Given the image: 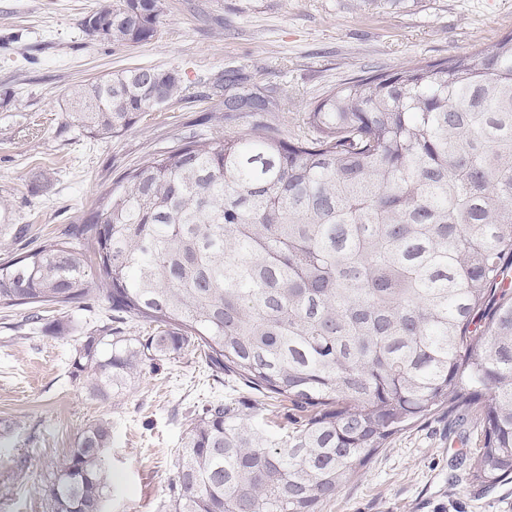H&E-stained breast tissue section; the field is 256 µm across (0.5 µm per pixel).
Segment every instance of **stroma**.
Listing matches in <instances>:
<instances>
[{
	"instance_id": "1",
	"label": "stroma",
	"mask_w": 512,
	"mask_h": 512,
	"mask_svg": "<svg viewBox=\"0 0 512 512\" xmlns=\"http://www.w3.org/2000/svg\"><path fill=\"white\" fill-rule=\"evenodd\" d=\"M100 0H0V225L26 224L24 241L0 238V255L35 248L91 215L103 191L175 137L207 132L224 111L223 74L245 92H288L280 126L296 133L323 94L363 72L438 60L512 34V0H162L148 43L117 47L89 35L83 17ZM140 66L179 67L188 86L163 111L119 137L72 125L65 100L99 77ZM104 301L46 321L62 336L22 326L0 310V512H50L44 494L81 429L109 422L113 479L104 512H159L193 407L210 398L267 404L263 394L211 376L199 352L143 370L123 393L91 398L73 379L75 341L107 322ZM474 417L436 415L395 435L323 512H512V482L482 490L450 462L460 436L478 442Z\"/></svg>"
}]
</instances>
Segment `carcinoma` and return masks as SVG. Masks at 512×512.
I'll list each match as a JSON object with an SVG mask.
<instances>
[{
    "mask_svg": "<svg viewBox=\"0 0 512 512\" xmlns=\"http://www.w3.org/2000/svg\"><path fill=\"white\" fill-rule=\"evenodd\" d=\"M162 0H104L109 41L156 34ZM217 130L150 155L91 221L0 258V308L105 300L71 359L89 393L192 348L299 416L268 433L256 404L195 406L164 512H322L396 434L479 413L471 483L512 481V35L468 54L373 70L329 91L290 136L288 95L217 78ZM188 90L175 68L109 74L68 99L91 138L119 137ZM254 116L244 132L221 122ZM135 322L145 336L114 323ZM108 424L78 433L51 512H104Z\"/></svg>",
    "mask_w": 512,
    "mask_h": 512,
    "instance_id": "cac0c4a2",
    "label": "carcinoma"
}]
</instances>
